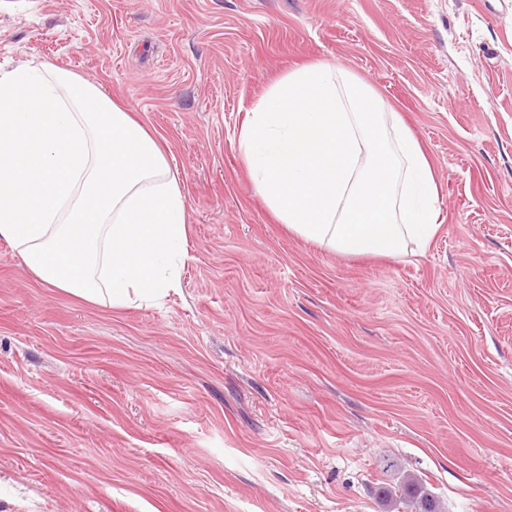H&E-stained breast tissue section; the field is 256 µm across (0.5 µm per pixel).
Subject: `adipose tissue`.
I'll return each mask as SVG.
<instances>
[{"label": "adipose tissue", "mask_w": 512, "mask_h": 512, "mask_svg": "<svg viewBox=\"0 0 512 512\" xmlns=\"http://www.w3.org/2000/svg\"><path fill=\"white\" fill-rule=\"evenodd\" d=\"M183 189L158 139L94 86L27 65L0 75V238L59 291L113 309L176 290Z\"/></svg>", "instance_id": "ef3b65f1"}]
</instances>
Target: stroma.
<instances>
[{"instance_id": "1", "label": "stroma", "mask_w": 512, "mask_h": 512, "mask_svg": "<svg viewBox=\"0 0 512 512\" xmlns=\"http://www.w3.org/2000/svg\"><path fill=\"white\" fill-rule=\"evenodd\" d=\"M316 61L420 142L424 250L316 246L257 193L246 114ZM29 64L161 142L188 238L121 310L0 238V512H417L382 493L410 475L512 512V0H0V74Z\"/></svg>"}]
</instances>
